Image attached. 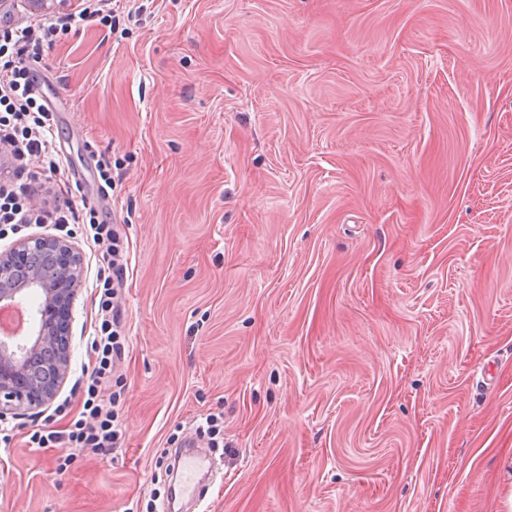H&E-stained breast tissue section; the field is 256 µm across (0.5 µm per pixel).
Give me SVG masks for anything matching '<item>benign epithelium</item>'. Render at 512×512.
<instances>
[{"instance_id": "benign-epithelium-1", "label": "benign epithelium", "mask_w": 512, "mask_h": 512, "mask_svg": "<svg viewBox=\"0 0 512 512\" xmlns=\"http://www.w3.org/2000/svg\"><path fill=\"white\" fill-rule=\"evenodd\" d=\"M57 0H0V16L17 7L39 15ZM82 258L64 239L28 237L0 251V307L41 296L23 336H0V421L49 405L69 374L72 304Z\"/></svg>"}]
</instances>
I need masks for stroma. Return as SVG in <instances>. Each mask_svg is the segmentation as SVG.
<instances>
[{
    "instance_id": "35a3bbf8",
    "label": "stroma",
    "mask_w": 512,
    "mask_h": 512,
    "mask_svg": "<svg viewBox=\"0 0 512 512\" xmlns=\"http://www.w3.org/2000/svg\"><path fill=\"white\" fill-rule=\"evenodd\" d=\"M30 63L86 206L129 242L121 439L58 474L71 369L0 425V512H145L224 418L205 512H506L512 0H136ZM120 180L98 196L97 165Z\"/></svg>"
}]
</instances>
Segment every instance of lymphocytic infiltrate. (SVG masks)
<instances>
[{"label": "lymphocytic infiltrate", "mask_w": 512, "mask_h": 512, "mask_svg": "<svg viewBox=\"0 0 512 512\" xmlns=\"http://www.w3.org/2000/svg\"><path fill=\"white\" fill-rule=\"evenodd\" d=\"M58 33L56 23L50 20L25 27L8 22L0 25V149L9 155L13 170L11 177L0 181V238L30 224H80L106 265L98 291V323L90 343L95 359L87 366L80 417L68 430L37 431L30 437L38 447L59 449L58 467L63 470L76 454L115 448L119 439L117 396L102 394L101 384L111 377L114 357L121 351L118 299L124 287L127 248L117 225L99 221L95 211H79L70 199V184L61 187L62 193L69 196L66 205L46 208L15 181L31 160L51 172L60 169L61 159L53 138L57 117L40 102L29 68L44 42L52 41Z\"/></svg>", "instance_id": "obj_1"}]
</instances>
